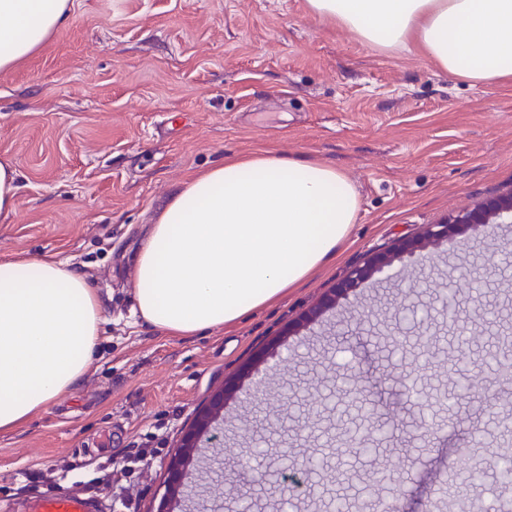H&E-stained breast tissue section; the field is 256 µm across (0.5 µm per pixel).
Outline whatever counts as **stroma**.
<instances>
[{
  "mask_svg": "<svg viewBox=\"0 0 512 512\" xmlns=\"http://www.w3.org/2000/svg\"><path fill=\"white\" fill-rule=\"evenodd\" d=\"M272 150L332 164L355 184L359 210L347 242L303 282L224 329L166 335L132 314V256L143 228L194 173L225 158ZM0 158L20 174L14 211L0 218V257L53 252L84 274L102 302V336L89 374L19 429L0 433V512H29L38 495L64 490L93 512H125L92 480L119 469L128 448L157 454L130 481L137 512H156L167 489L170 450L197 410L226 382L216 447L189 464L188 498L174 512H325L328 498L350 512H377L370 487L387 449H405L403 512H429L435 490L473 422L491 426L502 405H438L451 419L446 446L414 441L421 411L400 393L399 358L420 366L419 384L448 391L440 368L422 365L420 339L434 336L447 359L458 337L447 317L417 313L407 348L385 339L412 276L368 287L355 307L338 306L311 328L279 336L372 249L438 224L512 184V83L472 86L417 47L385 51L307 0H73L72 22L12 72L0 75ZM487 296L465 289L463 317L486 329L471 358L487 362L512 330V266ZM265 361L238 372L259 348ZM359 364L381 429L376 457L328 445L340 425L363 426L357 407L330 399L322 432L295 428L329 377ZM493 430L478 454L483 478L472 500L497 507ZM262 449L249 466L240 460ZM324 455L326 490L286 493L277 452ZM45 479L23 491V472Z\"/></svg>",
  "mask_w": 512,
  "mask_h": 512,
  "instance_id": "obj_1",
  "label": "stroma"
}]
</instances>
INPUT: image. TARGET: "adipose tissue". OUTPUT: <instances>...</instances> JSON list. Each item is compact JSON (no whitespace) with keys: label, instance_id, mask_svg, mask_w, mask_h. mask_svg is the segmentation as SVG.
I'll return each instance as SVG.
<instances>
[{"label":"adipose tissue","instance_id":"adipose-tissue-1","mask_svg":"<svg viewBox=\"0 0 512 512\" xmlns=\"http://www.w3.org/2000/svg\"><path fill=\"white\" fill-rule=\"evenodd\" d=\"M310 11L384 49L417 40L473 85L512 81V0H308ZM72 18V0H0V74ZM359 210L336 166L260 151L188 178L133 257L134 313L170 336L223 328L331 259ZM100 297L55 253L0 259V432L12 431L89 370Z\"/></svg>","mask_w":512,"mask_h":512}]
</instances>
